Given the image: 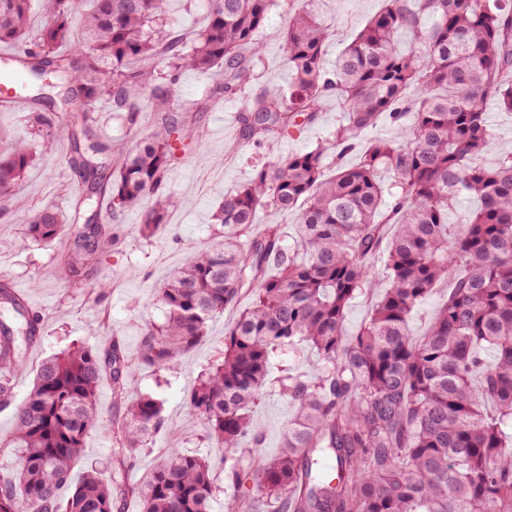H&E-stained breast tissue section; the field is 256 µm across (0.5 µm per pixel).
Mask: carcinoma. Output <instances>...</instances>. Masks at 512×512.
Wrapping results in <instances>:
<instances>
[{
	"instance_id": "carcinoma-1",
	"label": "carcinoma",
	"mask_w": 512,
	"mask_h": 512,
	"mask_svg": "<svg viewBox=\"0 0 512 512\" xmlns=\"http://www.w3.org/2000/svg\"><path fill=\"white\" fill-rule=\"evenodd\" d=\"M272 2L209 0L206 25L185 42L168 0H43L49 21L38 29L32 0H0V44L19 47L12 65L38 86L31 137L66 139L77 182L73 217L44 207L24 235L38 246L67 237L60 264L74 282L112 240L100 201L112 224L139 210L146 238L168 224L167 175L178 151L202 141L175 95L184 73L210 72L220 98L243 102L239 136L255 146L303 130L331 92L344 113L330 140L267 161L225 193L214 214L223 242L158 289L165 320L146 328L137 359L156 371L246 302L188 397L210 454L173 448L143 482L127 483L123 461L153 447L168 421L150 395H128L137 364L120 343L76 346L43 362L15 407L21 466L0 473V512H113L128 497L141 512H211L221 494L225 512H512V154L479 163L492 141L488 101L512 112V0H382L332 68L330 25L299 8L282 41L288 91L252 96ZM402 32L407 53L395 45ZM102 101L129 125L149 113L150 132L112 152L92 123ZM382 117L392 135L362 144L353 165L327 162ZM34 160L30 140L0 127L1 201ZM462 196L477 206L453 224ZM261 211L294 213L296 242L272 222L255 231ZM443 287L427 331L413 335L414 311ZM360 296L371 308L349 333L347 309ZM35 334L24 299L1 279L0 403L14 401ZM304 345L318 356L313 373L270 377L278 355ZM105 373L124 404L111 425L98 416ZM272 394L294 414L280 453L256 465L250 413ZM91 430L112 433L118 466L105 479L92 466L74 485Z\"/></svg>"
}]
</instances>
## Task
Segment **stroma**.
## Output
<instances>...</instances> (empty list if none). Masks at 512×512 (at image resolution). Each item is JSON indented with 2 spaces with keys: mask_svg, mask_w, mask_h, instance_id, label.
<instances>
[{
  "mask_svg": "<svg viewBox=\"0 0 512 512\" xmlns=\"http://www.w3.org/2000/svg\"><path fill=\"white\" fill-rule=\"evenodd\" d=\"M380 6V0H275L259 33L265 54L253 92L287 87L288 65L281 51V35L295 9L306 8L331 23L335 35L326 45V59L332 63ZM213 87L211 75L201 72L185 73L178 87L181 103L195 111L205 138L200 148L183 155L168 178L167 186L181 204L170 212L165 233L142 238L138 212L128 213L123 224L114 226L111 245L81 287L66 281L57 261L67 240L41 247L23 235L26 211L44 207L66 215L74 211L77 196L69 186L75 176L63 147L39 149L16 190L15 201L0 202V278H8L25 298L39 327L27 368L15 379L17 399H24L30 391L37 367L71 344L85 342L104 349L117 341L128 357H136L144 330L164 319L157 288L190 254L218 244L210 217L225 193L250 180L257 165L269 157L315 148L332 135L342 118L335 95H327L315 121L300 133L272 146L257 147L239 138L241 103L212 98ZM103 278L110 281V289L103 295L93 293V285ZM238 314V309H228L214 319L207 337L173 370L155 372L142 366L127 379L129 392L148 393L160 402L170 424L168 432L156 437L152 450L127 464L129 482H136L159 464L168 449L205 453L200 441L203 427L185 397L223 349L224 330ZM292 413L287 399L277 395L254 407L253 424L263 437L256 461L277 455L282 429Z\"/></svg>",
  "mask_w": 512,
  "mask_h": 512,
  "instance_id": "35a3bbf8",
  "label": "stroma"
}]
</instances>
